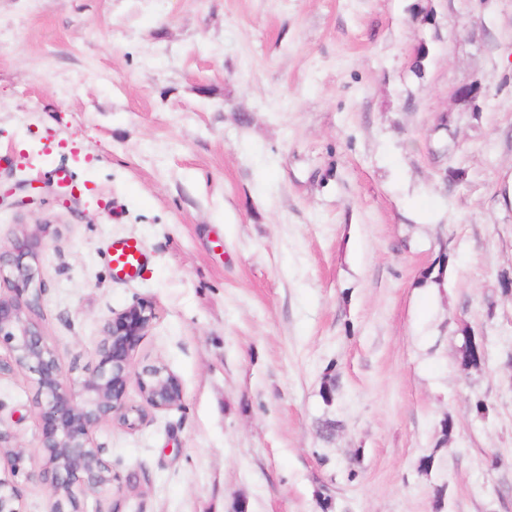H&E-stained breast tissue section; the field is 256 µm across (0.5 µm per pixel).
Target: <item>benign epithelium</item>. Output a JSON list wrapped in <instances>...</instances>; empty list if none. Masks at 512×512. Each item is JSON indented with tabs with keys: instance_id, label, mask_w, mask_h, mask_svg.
<instances>
[{
	"instance_id": "obj_1",
	"label": "benign epithelium",
	"mask_w": 512,
	"mask_h": 512,
	"mask_svg": "<svg viewBox=\"0 0 512 512\" xmlns=\"http://www.w3.org/2000/svg\"><path fill=\"white\" fill-rule=\"evenodd\" d=\"M36 259L34 243L23 239L9 250L0 249V346L9 359H0V376L16 369L35 375L42 420L41 454L54 461L39 473L26 469V450L15 447L0 461L8 475L0 476V512H21L19 478L39 476L54 500L51 512H84L81 500L112 489L118 480L103 450L94 446L92 430L115 422L134 430L151 412L181 404L182 387L164 365L133 370L140 338L155 318L153 307L138 302L118 313L105 327L98 345V361L84 375L71 379L47 337L33 320L42 289L33 288ZM136 379L141 404L126 398L127 383Z\"/></svg>"
}]
</instances>
